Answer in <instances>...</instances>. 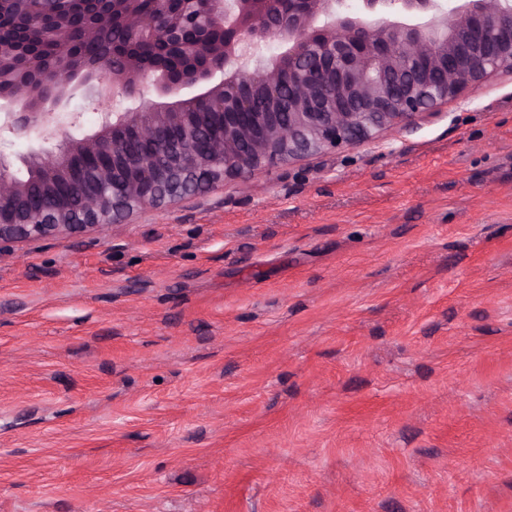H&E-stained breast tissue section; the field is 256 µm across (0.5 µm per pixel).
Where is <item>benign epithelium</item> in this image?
I'll use <instances>...</instances> for the list:
<instances>
[{
  "label": "benign epithelium",
  "instance_id": "7a95c632",
  "mask_svg": "<svg viewBox=\"0 0 512 512\" xmlns=\"http://www.w3.org/2000/svg\"><path fill=\"white\" fill-rule=\"evenodd\" d=\"M143 2L0 0V130L32 145L26 178L0 149V249L104 232L137 209L407 126L512 75V0H363L360 12L344 0ZM116 29L152 53L118 45ZM80 37L99 44L95 60ZM69 90L102 101L93 130L64 110ZM200 106L221 126L199 120ZM36 188H70L77 201L38 208Z\"/></svg>",
  "mask_w": 512,
  "mask_h": 512
}]
</instances>
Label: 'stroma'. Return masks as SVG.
<instances>
[{
    "label": "stroma",
    "mask_w": 512,
    "mask_h": 512,
    "mask_svg": "<svg viewBox=\"0 0 512 512\" xmlns=\"http://www.w3.org/2000/svg\"><path fill=\"white\" fill-rule=\"evenodd\" d=\"M0 512H512V77L1 250Z\"/></svg>",
    "instance_id": "stroma-1"
}]
</instances>
